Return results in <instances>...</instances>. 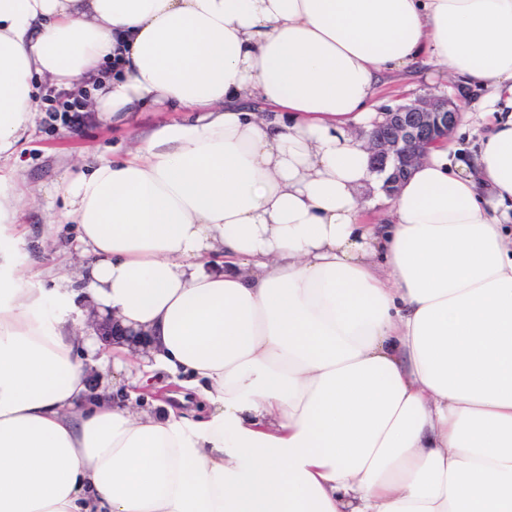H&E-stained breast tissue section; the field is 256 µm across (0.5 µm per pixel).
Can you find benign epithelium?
<instances>
[{
    "label": "benign epithelium",
    "mask_w": 512,
    "mask_h": 512,
    "mask_svg": "<svg viewBox=\"0 0 512 512\" xmlns=\"http://www.w3.org/2000/svg\"><path fill=\"white\" fill-rule=\"evenodd\" d=\"M459 122V110L445 96H421L388 108L368 134L372 172L386 174L385 190L392 195L398 184L429 148L448 137ZM96 335L107 344L149 343L148 338L124 329L115 319L92 322Z\"/></svg>",
    "instance_id": "obj_1"
}]
</instances>
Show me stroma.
Listing matches in <instances>:
<instances>
[{
  "label": "stroma",
  "instance_id": "1",
  "mask_svg": "<svg viewBox=\"0 0 512 512\" xmlns=\"http://www.w3.org/2000/svg\"><path fill=\"white\" fill-rule=\"evenodd\" d=\"M422 95L446 96L461 110L475 108L482 97L478 88L448 79L438 65L426 60L412 73L386 77L375 103L381 110ZM186 115L183 109L148 105L125 120L109 124L88 121L75 130L53 119L49 112H38L32 136L19 146V160H0V172L15 173L18 182L34 190L18 216L23 237L18 256L31 264L38 285L51 287L77 235L75 225L57 221L63 201L54 192L56 185L81 163L99 154L122 156L135 137L158 124L182 120Z\"/></svg>",
  "mask_w": 512,
  "mask_h": 512
}]
</instances>
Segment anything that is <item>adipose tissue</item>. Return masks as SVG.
Here are the masks:
<instances>
[{
	"instance_id": "ef3b65f1",
	"label": "adipose tissue",
	"mask_w": 512,
	"mask_h": 512,
	"mask_svg": "<svg viewBox=\"0 0 512 512\" xmlns=\"http://www.w3.org/2000/svg\"><path fill=\"white\" fill-rule=\"evenodd\" d=\"M425 57L495 122L378 214L373 100ZM36 77L101 122L192 116L57 186L51 288L0 174V512H512V0H0V157ZM85 305L149 333L178 405L88 401L141 357ZM118 379H120V381ZM124 381V375L119 374L116 377H113L112 385V370H109L107 373H100L99 371L92 369L89 371L87 378L89 394L90 396H94L96 391L99 392L100 390L110 389L113 402H123L127 397V395L124 394ZM95 385L97 386L95 387Z\"/></svg>"
}]
</instances>
